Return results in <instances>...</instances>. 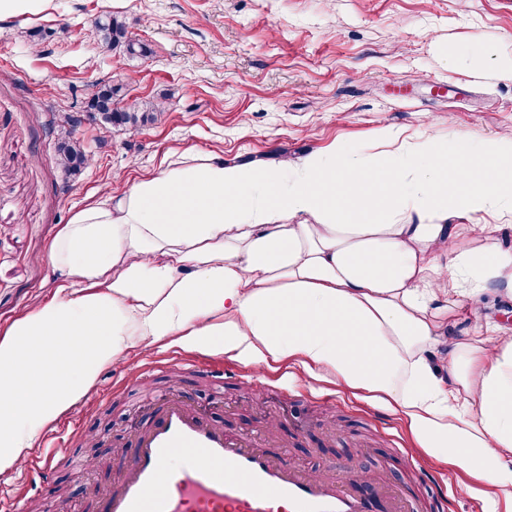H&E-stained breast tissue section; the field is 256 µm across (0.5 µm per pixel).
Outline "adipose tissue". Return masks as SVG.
I'll return each mask as SVG.
<instances>
[{
    "instance_id": "adipose-tissue-1",
    "label": "adipose tissue",
    "mask_w": 512,
    "mask_h": 512,
    "mask_svg": "<svg viewBox=\"0 0 512 512\" xmlns=\"http://www.w3.org/2000/svg\"><path fill=\"white\" fill-rule=\"evenodd\" d=\"M484 52L512 81V52ZM379 152L339 146L228 163L192 152L114 204L77 210L48 258L91 292L60 296L0 339V473L123 351L176 336L262 366L291 357L386 401L422 448L512 495V335L448 333L461 301L512 296V248L483 214L512 211V131ZM446 365L445 375L431 358Z\"/></svg>"
}]
</instances>
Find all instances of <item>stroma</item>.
<instances>
[{"label":"stroma","mask_w":512,"mask_h":512,"mask_svg":"<svg viewBox=\"0 0 512 512\" xmlns=\"http://www.w3.org/2000/svg\"><path fill=\"white\" fill-rule=\"evenodd\" d=\"M125 17L147 56L104 47L94 22ZM42 35L31 43L28 32ZM489 44L512 39V0H53L43 18L0 25V338L55 298L64 280L47 262L49 245L77 209L123 195L132 181L190 151L227 162L273 164L338 143L375 152L373 132L400 129L412 142H478L512 128V82L489 68H449L433 42L463 45L472 33ZM124 84L129 98H166L160 121L121 130L85 120L77 137L90 161L72 176L56 163L52 132L60 115L84 109L94 84ZM512 333V300L486 295L448 321L459 339L477 322ZM247 369L222 344L190 346L178 337L127 350L105 366L66 411L83 441L69 455L95 459L94 472L72 464L49 475L0 473V512L19 495L24 512H101L90 489L110 488L138 427L157 415L161 373L174 352ZM148 371L139 388L115 378ZM263 386L214 383L187 373L188 400L225 431L263 432L279 422L272 452L324 473L342 468L360 487L381 478L410 500L443 480L444 512H512V498L476 471L420 448L408 420L371 394L337 385L302 359L269 363Z\"/></svg>","instance_id":"stroma-1"}]
</instances>
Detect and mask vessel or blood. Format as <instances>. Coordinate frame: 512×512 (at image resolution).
<instances>
[{
    "mask_svg": "<svg viewBox=\"0 0 512 512\" xmlns=\"http://www.w3.org/2000/svg\"><path fill=\"white\" fill-rule=\"evenodd\" d=\"M265 434L226 433L177 390L166 394L158 418L136 431L111 489L105 512H370L354 479L298 468L286 454L266 450ZM30 467L59 462L60 443L48 433ZM178 468H167L171 458Z\"/></svg>",
    "mask_w": 512,
    "mask_h": 512,
    "instance_id": "vessel-or-blood-1",
    "label": "vessel or blood"
}]
</instances>
